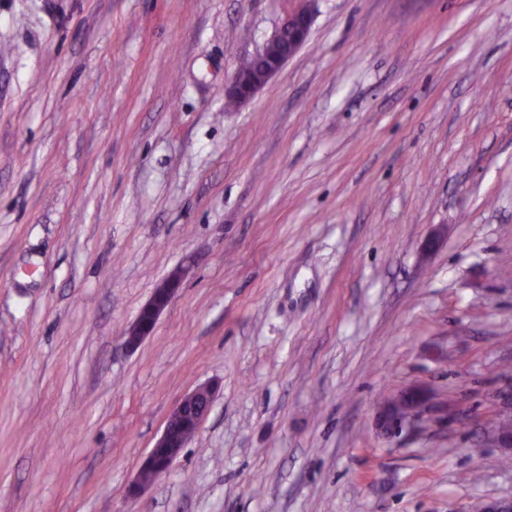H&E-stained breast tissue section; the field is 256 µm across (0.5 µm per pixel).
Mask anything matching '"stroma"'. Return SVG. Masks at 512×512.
<instances>
[{"label":"stroma","mask_w":512,"mask_h":512,"mask_svg":"<svg viewBox=\"0 0 512 512\" xmlns=\"http://www.w3.org/2000/svg\"><path fill=\"white\" fill-rule=\"evenodd\" d=\"M0 0V512L512 496V0ZM185 268L150 336H123ZM174 467L128 492L188 391ZM435 416L393 442L412 385ZM312 26V14L305 7L288 13L264 47L251 59L241 63L225 86V97L236 104L250 101L268 81L307 42ZM230 101V102H232ZM429 399L426 390L413 385L398 398L387 401L379 415L378 427L385 439L398 437L403 430L418 428L427 412ZM498 419L499 416L486 429L484 436L490 446L499 448L504 457H508L512 455V429L510 427H503L498 422Z\"/></svg>","instance_id":"stroma-1"}]
</instances>
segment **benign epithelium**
<instances>
[{
    "label": "benign epithelium",
    "mask_w": 512,
    "mask_h": 512,
    "mask_svg": "<svg viewBox=\"0 0 512 512\" xmlns=\"http://www.w3.org/2000/svg\"><path fill=\"white\" fill-rule=\"evenodd\" d=\"M311 26L312 14L307 7L289 12L264 47L252 57L254 67L249 70L239 68L234 72L225 86V97L236 104L250 101L307 42ZM185 274L186 269H177L158 286L126 333L125 345L128 348H137L151 335ZM214 395V386L205 383L183 396L168 415L160 436L144 459L132 485L133 492L150 487L174 466L209 413ZM427 412L429 399L426 390L413 385L398 398L384 404L378 420L379 431L384 438L394 439L406 429L419 427ZM484 436L487 443L500 449L504 456L512 455L511 428L495 421L486 429Z\"/></svg>",
    "instance_id": "benign-epithelium-1"
}]
</instances>
